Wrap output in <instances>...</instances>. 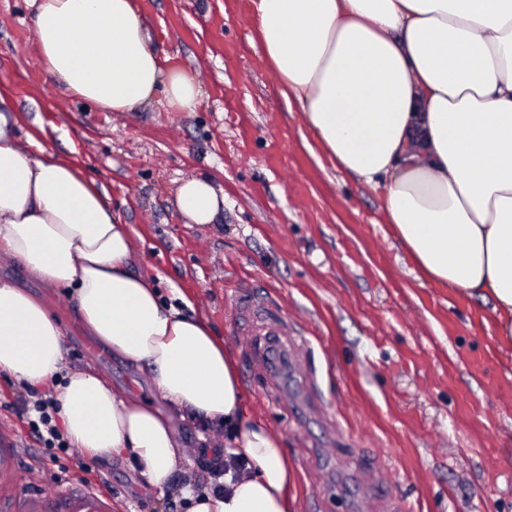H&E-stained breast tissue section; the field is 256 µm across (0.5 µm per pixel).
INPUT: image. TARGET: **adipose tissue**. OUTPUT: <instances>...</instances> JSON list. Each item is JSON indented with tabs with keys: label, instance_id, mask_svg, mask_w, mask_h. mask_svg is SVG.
<instances>
[{
	"label": "adipose tissue",
	"instance_id": "obj_1",
	"mask_svg": "<svg viewBox=\"0 0 512 512\" xmlns=\"http://www.w3.org/2000/svg\"><path fill=\"white\" fill-rule=\"evenodd\" d=\"M43 69L100 110L162 96L191 112L197 72L164 68L132 0H33ZM262 56L328 159L381 191L398 242L430 281L491 305L512 342V0H251ZM191 223H213L209 179L175 194ZM0 258L49 288L72 289L86 331L147 369L160 396L224 432L223 493L190 481L187 512H290L296 470L284 440L251 415L231 354L156 275L138 268L105 192L68 160L23 148L0 113ZM63 332L39 299L0 279V371L54 385L63 434L89 456L132 455L150 486L184 465L170 417L91 370L70 371Z\"/></svg>",
	"mask_w": 512,
	"mask_h": 512
}]
</instances>
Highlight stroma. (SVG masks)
<instances>
[{"mask_svg": "<svg viewBox=\"0 0 512 512\" xmlns=\"http://www.w3.org/2000/svg\"><path fill=\"white\" fill-rule=\"evenodd\" d=\"M162 64L198 72L192 112L161 99L104 112L56 85L33 39L31 0H0V113L21 142L72 160L129 225L141 269L194 299L227 347L251 413L284 439L298 474L295 512H512V343L489 306L418 278L381 208V194L335 168L299 110L289 108L254 38L249 0H135ZM224 195L211 224L175 206L187 176ZM63 330L72 369L157 403L147 371L90 336L73 295L0 264ZM275 302L288 323V366L260 357ZM0 373V424L19 446L0 465V512L61 485L82 492L76 458L44 462ZM96 478L122 512H168L129 461L98 457Z\"/></svg>", "mask_w": 512, "mask_h": 512, "instance_id": "1", "label": "stroma"}]
</instances>
